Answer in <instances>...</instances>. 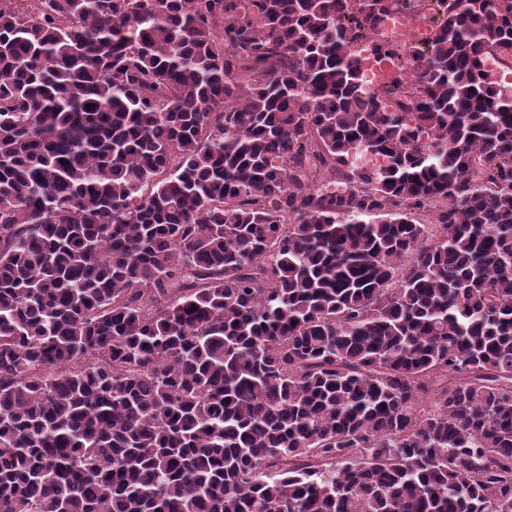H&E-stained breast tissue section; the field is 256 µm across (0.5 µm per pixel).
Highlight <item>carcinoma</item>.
Wrapping results in <instances>:
<instances>
[{
    "label": "carcinoma",
    "instance_id": "carcinoma-1",
    "mask_svg": "<svg viewBox=\"0 0 512 512\" xmlns=\"http://www.w3.org/2000/svg\"><path fill=\"white\" fill-rule=\"evenodd\" d=\"M492 53L512 0H0V512H512ZM388 20H390L389 24H387ZM411 23H418L422 26L426 25L425 21L418 15L391 14L384 24L377 29V39L388 42H397L401 39L410 37L408 31L403 30L400 27Z\"/></svg>",
    "mask_w": 512,
    "mask_h": 512
}]
</instances>
